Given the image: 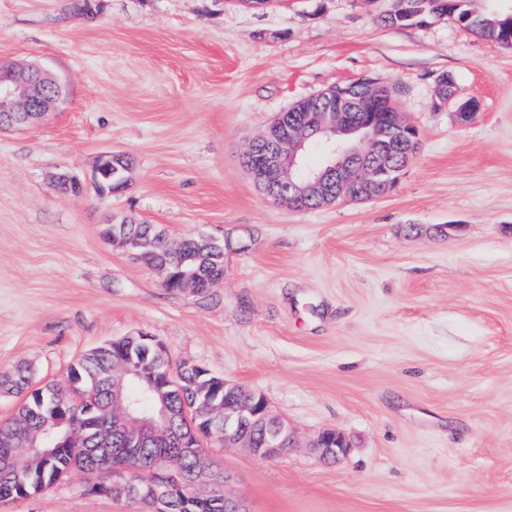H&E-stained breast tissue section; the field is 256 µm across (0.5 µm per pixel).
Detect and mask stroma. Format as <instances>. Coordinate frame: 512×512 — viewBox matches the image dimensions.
Wrapping results in <instances>:
<instances>
[{
    "label": "stroma",
    "mask_w": 512,
    "mask_h": 512,
    "mask_svg": "<svg viewBox=\"0 0 512 512\" xmlns=\"http://www.w3.org/2000/svg\"><path fill=\"white\" fill-rule=\"evenodd\" d=\"M387 0H0V59L64 101L0 131V376L58 383L88 349L153 337L261 393L297 446L205 443L250 512H512V48L451 18L390 27ZM451 77L458 104L437 107ZM370 78L421 148L387 195L295 211L256 189L248 143L295 101ZM477 110L460 123L459 103ZM134 160L91 188L98 157ZM86 183L65 194L52 177ZM156 224L226 242L213 300L101 235ZM339 431L346 455L308 443ZM70 477L0 512H140ZM118 156H120V155L112 154V153H104L98 159V162H97V165L95 168L93 185H95L98 180V175L100 173V169L107 163L112 164V177L106 179L102 176H99L98 189L102 192L110 193V192H112V190H118L120 187V178L121 177H123L127 180V173L129 171V169L131 168L132 162L127 156H124V155H122L120 158L113 159Z\"/></svg>",
    "instance_id": "35a3bbf8"
}]
</instances>
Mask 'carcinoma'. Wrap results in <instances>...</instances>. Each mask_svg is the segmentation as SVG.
Here are the masks:
<instances>
[{
	"label": "carcinoma",
	"mask_w": 512,
	"mask_h": 512,
	"mask_svg": "<svg viewBox=\"0 0 512 512\" xmlns=\"http://www.w3.org/2000/svg\"><path fill=\"white\" fill-rule=\"evenodd\" d=\"M472 0H389L380 20L389 26L419 25L421 21L451 17L487 40H494V29L475 27L468 17L476 12ZM385 86L376 88L362 107L375 106V116L388 120L399 103L384 96ZM327 105L319 97L295 102L291 112H318ZM131 160H112V177H99V190L110 193L127 177ZM107 229L129 238L137 245L141 262L166 270L164 288L180 292L189 285L193 293L207 300L224 281V246L204 244L195 236L171 238L152 224H109ZM129 369L124 393L141 412H150L157 395L149 390L152 381L161 390L172 419L146 436L136 449V462L145 472L154 470L160 458L181 462L177 479L168 482V512H224V489L198 495L189 494L197 470L210 468L203 445L190 448L185 443L192 429L209 423L207 414L214 404L224 403V378L198 365L182 364L172 369L165 352L148 342L108 341L85 353L70 366L67 381L36 387L31 370L17 368L0 385L20 397L15 416L0 423V500L25 498L67 479L74 471L102 474L94 493L115 495L109 478L110 468L125 458L129 444L125 426L112 419V366ZM58 425L66 437H58L49 456H38L30 443L45 428ZM246 445L266 448L288 441V426L276 419L255 420L243 426ZM112 449V457L93 452Z\"/></svg>",
	"instance_id": "1"
}]
</instances>
